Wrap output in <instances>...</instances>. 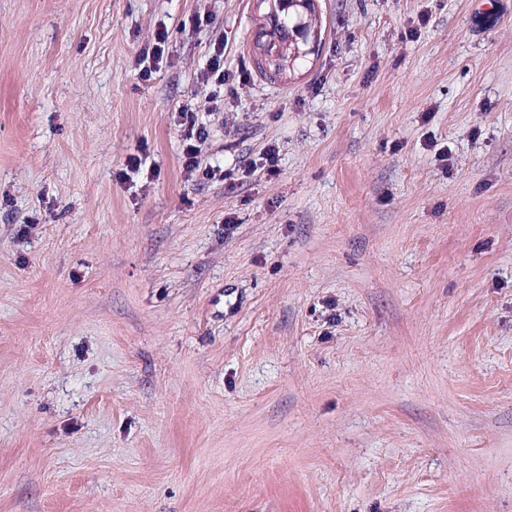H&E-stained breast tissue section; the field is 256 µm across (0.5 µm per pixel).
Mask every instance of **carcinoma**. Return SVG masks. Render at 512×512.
<instances>
[{"label": "carcinoma", "instance_id": "carcinoma-1", "mask_svg": "<svg viewBox=\"0 0 512 512\" xmlns=\"http://www.w3.org/2000/svg\"><path fill=\"white\" fill-rule=\"evenodd\" d=\"M257 2L259 9L263 10L261 17L266 19V24L256 34L253 57L261 60L257 64L261 74L272 79L282 75L290 63L297 60L298 55L292 53V50L299 44V30L316 27L310 15L312 0H303V11L297 6L286 8L277 0Z\"/></svg>", "mask_w": 512, "mask_h": 512}]
</instances>
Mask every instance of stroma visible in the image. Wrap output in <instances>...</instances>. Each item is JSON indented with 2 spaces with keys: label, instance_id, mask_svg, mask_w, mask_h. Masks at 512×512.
<instances>
[{
  "label": "stroma",
  "instance_id": "obj_1",
  "mask_svg": "<svg viewBox=\"0 0 512 512\" xmlns=\"http://www.w3.org/2000/svg\"><path fill=\"white\" fill-rule=\"evenodd\" d=\"M253 4L0 0V512H512V0ZM259 6V13L265 9L266 12L260 17L266 19L261 24L253 42V57L261 74L273 79L280 76L287 69L292 61L301 56V52L293 54L295 45L299 47L298 32L303 27L308 29L316 28L312 18V0H302L304 7L294 6L286 9L278 0H256ZM273 2V3H271ZM299 8L305 10H299ZM309 11V15L307 12ZM299 50L300 47H299ZM257 59L263 63L260 64ZM216 76L219 84L224 86L227 82L238 81V84L245 83L248 79V74L245 70L237 71L236 73L230 71H224V45L219 43L217 46L214 45V52L211 56L208 72L205 73L202 78L209 81L210 78ZM181 112L186 120L184 124H187L188 127L184 136V167L187 172L192 174L199 167L198 154L200 152V145L206 139V131L203 126L199 123L197 124L193 111L184 109Z\"/></svg>",
  "mask_w": 512,
  "mask_h": 512
}]
</instances>
